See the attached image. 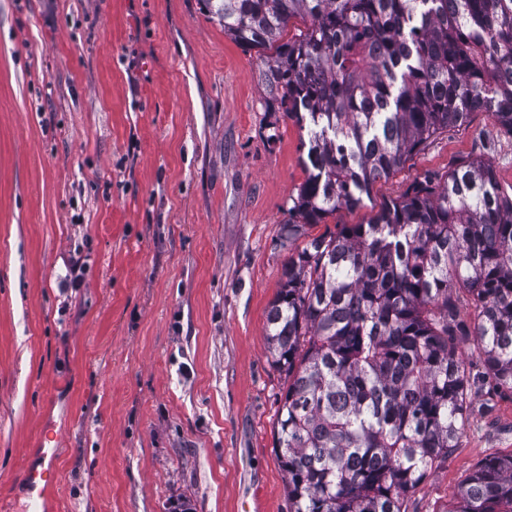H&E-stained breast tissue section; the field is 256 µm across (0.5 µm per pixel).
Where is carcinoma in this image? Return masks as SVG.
Masks as SVG:
<instances>
[{"label":"carcinoma","instance_id":"1","mask_svg":"<svg viewBox=\"0 0 512 512\" xmlns=\"http://www.w3.org/2000/svg\"><path fill=\"white\" fill-rule=\"evenodd\" d=\"M202 2L263 55L278 109L307 131L283 247L363 207L473 112L512 135V0ZM469 336L483 403L459 348ZM266 349L288 379L276 421L288 512H406L474 405L512 396V199L494 166L468 157L368 223L307 240L282 268ZM447 512H512V453L480 463Z\"/></svg>","mask_w":512,"mask_h":512}]
</instances>
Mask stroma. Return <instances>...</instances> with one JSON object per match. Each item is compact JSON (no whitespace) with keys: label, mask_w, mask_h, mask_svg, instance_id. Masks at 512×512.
Instances as JSON below:
<instances>
[{"label":"stroma","mask_w":512,"mask_h":512,"mask_svg":"<svg viewBox=\"0 0 512 512\" xmlns=\"http://www.w3.org/2000/svg\"><path fill=\"white\" fill-rule=\"evenodd\" d=\"M265 69L200 0H0V512H22L49 423L48 512H288L265 336L306 132ZM479 154L512 195V135L476 112L308 233ZM510 453L504 396L406 512H446Z\"/></svg>","instance_id":"obj_1"}]
</instances>
